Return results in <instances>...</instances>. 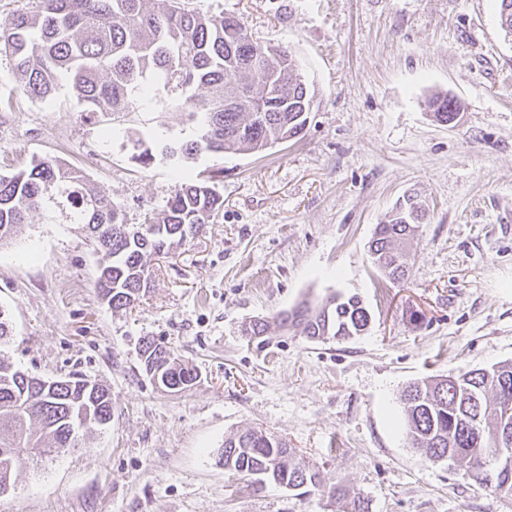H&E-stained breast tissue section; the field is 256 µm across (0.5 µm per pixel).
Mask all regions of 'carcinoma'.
<instances>
[{
  "label": "carcinoma",
  "instance_id": "obj_1",
  "mask_svg": "<svg viewBox=\"0 0 512 512\" xmlns=\"http://www.w3.org/2000/svg\"><path fill=\"white\" fill-rule=\"evenodd\" d=\"M498 22L512 36V0H498ZM0 51L9 54L23 96L53 97L71 86L84 111L114 117L156 97L158 84L169 105L191 114L196 139L147 145L130 139L142 167L157 157L170 161L179 181L165 209L144 215L130 234L120 205L87 183L80 171L44 158L0 176V244L12 239L32 212L60 214L81 224L100 254L96 288L107 305L123 309L150 288L151 262L169 254L213 223L224 207L216 175L188 172L202 153H260L301 136L315 90L299 73L295 56L281 46L260 43L234 16H208L186 9L181 0H39L37 10L0 20ZM427 108L439 123L453 121L461 102L437 93ZM410 194L389 219L376 225L370 243L375 266L394 282L405 280L408 244L426 217ZM371 315L356 295H332L303 302L268 318L244 324L247 336L266 342L271 325L316 341H345L365 333ZM146 372L169 390L193 386L197 370L162 344L141 346ZM406 436L414 448L459 463L473 462L476 479L512 493V473L482 471L498 444H512V362L474 369L455 379L428 378L404 391ZM112 418V398L82 377L43 379L0 358V484L13 477L15 462L76 447L80 435L103 428ZM224 470L254 476L302 494L347 491L329 487L314 466L288 443L262 429H247L224 440Z\"/></svg>",
  "mask_w": 512,
  "mask_h": 512
}]
</instances>
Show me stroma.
I'll list each match as a JSON object with an SVG mask.
<instances>
[{
    "label": "stroma",
    "instance_id": "obj_1",
    "mask_svg": "<svg viewBox=\"0 0 512 512\" xmlns=\"http://www.w3.org/2000/svg\"><path fill=\"white\" fill-rule=\"evenodd\" d=\"M184 3L293 52L315 88L309 124L257 154L195 160L193 171L217 172L224 209L154 262L150 290L129 308L103 303L81 225L34 212L0 245V307L13 324L0 353L112 396L105 428L42 463L16 462L0 512H351L355 494L368 512H512V495L412 447L401 400L411 382L512 362V40L496 0ZM437 91L463 104L452 123L426 110ZM114 124L120 136H104ZM130 135L189 141L197 130L157 99L116 122L82 111L66 88L29 101L0 54V174L63 160L137 224L176 180L168 164L134 162ZM411 192L429 216L407 280L393 283L369 242ZM335 293L361 297L363 335L275 330L260 349L242 333ZM146 338L189 361L195 385L154 382ZM247 427L284 438L348 497L258 491L225 471L224 440Z\"/></svg>",
    "mask_w": 512,
    "mask_h": 512
}]
</instances>
